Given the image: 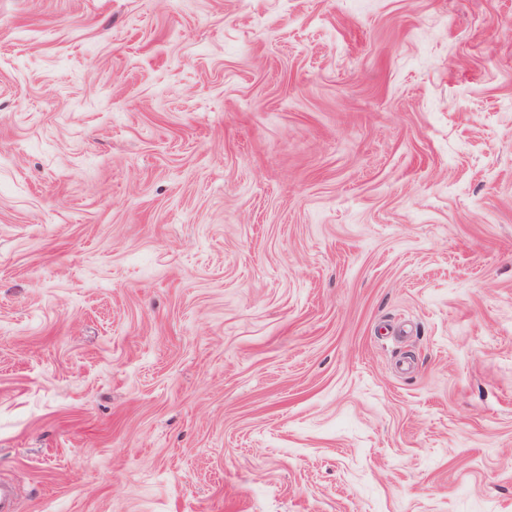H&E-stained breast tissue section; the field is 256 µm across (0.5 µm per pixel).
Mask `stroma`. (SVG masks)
<instances>
[{"instance_id": "35a3bbf8", "label": "stroma", "mask_w": 512, "mask_h": 512, "mask_svg": "<svg viewBox=\"0 0 512 512\" xmlns=\"http://www.w3.org/2000/svg\"><path fill=\"white\" fill-rule=\"evenodd\" d=\"M14 512H512V0H0Z\"/></svg>"}]
</instances>
